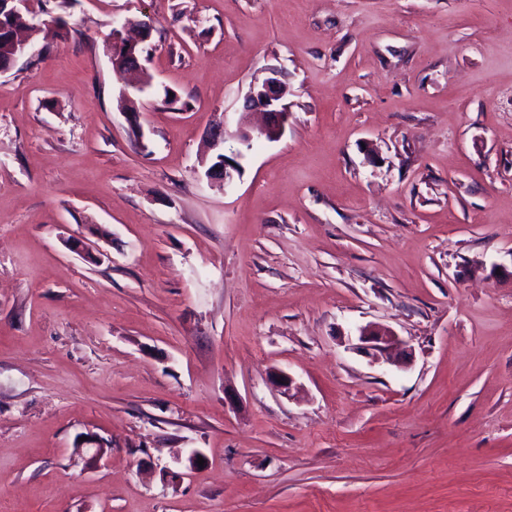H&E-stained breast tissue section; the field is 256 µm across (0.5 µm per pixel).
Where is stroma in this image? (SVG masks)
<instances>
[{
	"mask_svg": "<svg viewBox=\"0 0 512 512\" xmlns=\"http://www.w3.org/2000/svg\"><path fill=\"white\" fill-rule=\"evenodd\" d=\"M148 16L135 130L111 36ZM65 19L0 74V512H512V0ZM272 68L282 138L210 185ZM94 224L96 263L64 245ZM370 322L411 365L351 349ZM227 113H224V120L213 126L210 130L211 149L215 151L210 157H203L202 164L206 166L205 175L210 181L224 183V187L231 184L235 175H240L241 169L238 157L242 156L240 150L235 155L236 157H228L224 154V140L226 137H234L238 140L239 144L246 149L250 148L252 136L251 133L239 126L234 134H230L227 129L228 120ZM221 155V157H218ZM215 161L219 164L212 166ZM87 440L79 441L76 448H93L88 452L89 456L85 459L87 469H94L100 463L105 454V448H109L108 443L101 437L93 434H87Z\"/></svg>",
	"mask_w": 512,
	"mask_h": 512,
	"instance_id": "35a3bbf8",
	"label": "stroma"
}]
</instances>
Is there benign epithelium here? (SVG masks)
<instances>
[{
  "label": "benign epithelium",
  "instance_id": "obj_1",
  "mask_svg": "<svg viewBox=\"0 0 512 512\" xmlns=\"http://www.w3.org/2000/svg\"><path fill=\"white\" fill-rule=\"evenodd\" d=\"M18 15H30L33 13L32 0H0V11ZM127 23H122L112 30V66L120 72L141 71L143 66L140 60L146 42L151 38L155 23L147 22L137 26L136 36L125 37L123 31ZM10 60L15 61L26 54H35L33 46L21 36L16 35L9 41ZM288 86L280 80L279 72L273 70L263 80L253 83L244 96L243 108L245 111H259L264 114L265 121L257 129L260 136L270 142L280 140L288 121V107L285 98ZM228 120L212 127L210 130L211 149L213 154L202 158V164L206 166L205 175L211 181L232 183L235 175L239 174L240 164L237 158L242 156L236 152V156L224 155V140L228 136L236 138L240 145L250 148L251 133L242 127L237 128L233 134L228 132ZM68 248L80 256L90 259L96 257L93 252V244L81 237H72L66 241ZM352 349L365 354L374 362H384L400 368L410 364L412 351L406 343L393 331L375 324H367L358 328L357 343ZM79 448H90L92 452L85 459L86 468L94 469L100 463L105 454L108 443L101 437L93 434L87 435V439L77 444Z\"/></svg>",
  "mask_w": 512,
  "mask_h": 512
}]
</instances>
